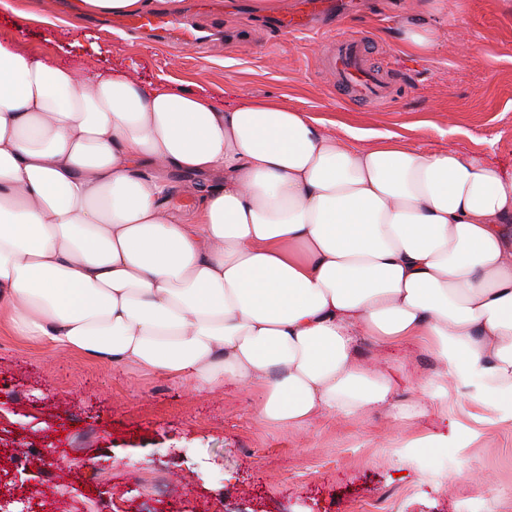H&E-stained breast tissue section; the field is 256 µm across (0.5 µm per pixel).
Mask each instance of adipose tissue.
Wrapping results in <instances>:
<instances>
[{
	"instance_id": "obj_1",
	"label": "adipose tissue",
	"mask_w": 512,
	"mask_h": 512,
	"mask_svg": "<svg viewBox=\"0 0 512 512\" xmlns=\"http://www.w3.org/2000/svg\"><path fill=\"white\" fill-rule=\"evenodd\" d=\"M455 15L403 0L395 44L425 56ZM190 183L185 217L171 172ZM0 319L50 348L213 389L258 391V418L303 430L388 410L397 454L457 448L448 384L512 420V167L482 151L361 143L279 100L165 77L78 70L0 36ZM433 354L396 400L398 366L361 340ZM169 179L173 186L176 188L175 193L172 195V197L167 202L169 205L174 207L175 209H180V211H187L191 208L192 201L189 198H184L180 194V188L182 185L186 183H198L202 182L204 185H212L214 184L213 180L211 178H208L206 176H200V175H186L181 172H172L169 175Z\"/></svg>"
}]
</instances>
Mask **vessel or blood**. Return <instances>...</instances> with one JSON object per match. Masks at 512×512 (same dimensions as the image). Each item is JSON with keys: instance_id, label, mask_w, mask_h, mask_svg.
Wrapping results in <instances>:
<instances>
[{"instance_id": "obj_1", "label": "vessel or blood", "mask_w": 512, "mask_h": 512, "mask_svg": "<svg viewBox=\"0 0 512 512\" xmlns=\"http://www.w3.org/2000/svg\"><path fill=\"white\" fill-rule=\"evenodd\" d=\"M334 7L333 0H304L300 9L279 18L277 25L291 32L302 31L315 17L333 12ZM135 22L140 28L165 32L175 42L188 31L183 20L173 14L154 18L139 16ZM329 64L336 71L338 86L344 96L371 106L390 96V83L381 72L367 66L364 48L358 41L337 36L336 49L329 58Z\"/></svg>"}]
</instances>
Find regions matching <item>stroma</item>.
<instances>
[{"mask_svg": "<svg viewBox=\"0 0 512 512\" xmlns=\"http://www.w3.org/2000/svg\"><path fill=\"white\" fill-rule=\"evenodd\" d=\"M65 2L8 0L0 34L78 69L175 77L218 97L231 87L275 98L333 121L340 136L363 130L424 150H486L512 163V0H458L455 26L427 58L393 48L398 0H348L349 12L302 34L275 29L253 0H152L150 12H186L216 32L207 44L175 48L103 18L65 25ZM43 13L55 22L40 21ZM461 29L472 42L464 54ZM88 30L98 51L81 38ZM341 32L389 72L395 92L381 106L342 99L323 68ZM360 354L371 364L403 363V401L419 395L435 366L416 345L364 343ZM448 391L463 447L424 450L403 465L390 444L406 431L384 415L278 431L257 418L255 394L234 383L200 391L0 329V437L18 451L49 453L54 465L38 485L69 477L92 512H353L357 498L373 512H512V422L474 418L475 386L452 383ZM158 475L164 483L151 485Z\"/></svg>", "mask_w": 512, "mask_h": 512, "instance_id": "stroma-1", "label": "stroma"}]
</instances>
